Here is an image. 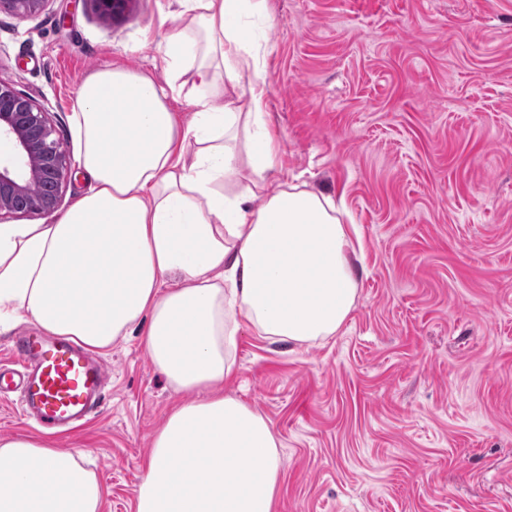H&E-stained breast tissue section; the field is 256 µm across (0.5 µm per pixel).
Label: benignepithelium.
I'll return each mask as SVG.
<instances>
[{
    "label": "benign epithelium",
    "mask_w": 512,
    "mask_h": 512,
    "mask_svg": "<svg viewBox=\"0 0 512 512\" xmlns=\"http://www.w3.org/2000/svg\"><path fill=\"white\" fill-rule=\"evenodd\" d=\"M50 0H0L20 17L39 14ZM131 0H94L105 16H120ZM0 215L45 216L56 211L73 170L47 113L30 97L0 83Z\"/></svg>",
    "instance_id": "1"
}]
</instances>
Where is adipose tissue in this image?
<instances>
[{
	"instance_id": "1",
	"label": "adipose tissue",
	"mask_w": 512,
	"mask_h": 512,
	"mask_svg": "<svg viewBox=\"0 0 512 512\" xmlns=\"http://www.w3.org/2000/svg\"><path fill=\"white\" fill-rule=\"evenodd\" d=\"M160 47L166 84L119 64L77 90V167L90 189L35 224H0V333L27 322L99 352L133 334L174 393L134 512H276L270 423L224 384L241 324L296 345L342 328L358 298L355 227L332 200L270 189L263 0H183ZM247 85L249 100L233 94ZM193 105L180 122L171 101ZM84 454L0 440V512H102Z\"/></svg>"
}]
</instances>
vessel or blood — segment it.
Returning a JSON list of instances; mask_svg holds the SVG:
<instances>
[{
    "label": "vessel or blood",
    "instance_id": "1",
    "mask_svg": "<svg viewBox=\"0 0 512 512\" xmlns=\"http://www.w3.org/2000/svg\"><path fill=\"white\" fill-rule=\"evenodd\" d=\"M14 354L15 367L0 366V393L18 390L23 415L65 432L100 406L109 368L84 348L28 333L18 337Z\"/></svg>",
    "mask_w": 512,
    "mask_h": 512
}]
</instances>
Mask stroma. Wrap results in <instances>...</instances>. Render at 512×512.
Returning <instances> with one entry per match:
<instances>
[{
  "label": "stroma",
  "mask_w": 512,
  "mask_h": 512,
  "mask_svg": "<svg viewBox=\"0 0 512 512\" xmlns=\"http://www.w3.org/2000/svg\"><path fill=\"white\" fill-rule=\"evenodd\" d=\"M178 0L0 12V82L47 112L68 156L84 75L164 81ZM280 181L343 201L358 299L327 340L238 334L224 386L280 442L278 512H512V0H266ZM97 413L56 447L91 456L103 512H134L177 396L138 337L105 356Z\"/></svg>",
  "instance_id": "1"
}]
</instances>
